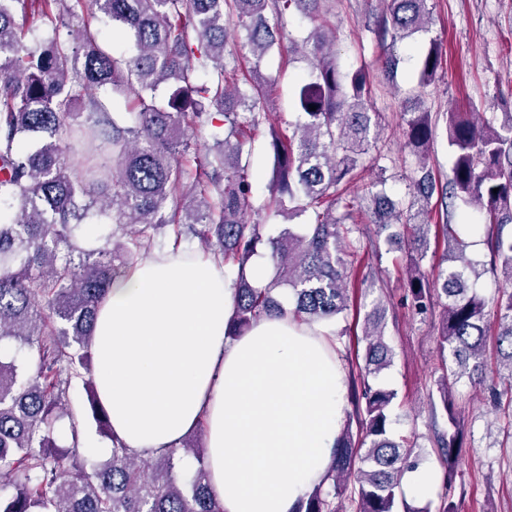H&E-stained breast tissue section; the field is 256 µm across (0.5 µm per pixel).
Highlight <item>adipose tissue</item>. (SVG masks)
Wrapping results in <instances>:
<instances>
[{
  "instance_id": "ef3b65f1",
  "label": "adipose tissue",
  "mask_w": 512,
  "mask_h": 512,
  "mask_svg": "<svg viewBox=\"0 0 512 512\" xmlns=\"http://www.w3.org/2000/svg\"><path fill=\"white\" fill-rule=\"evenodd\" d=\"M234 272L170 251L115 278L92 333L94 381L114 437L145 458L204 429L224 512H294L324 482L346 409L329 327L291 315L226 332Z\"/></svg>"
}]
</instances>
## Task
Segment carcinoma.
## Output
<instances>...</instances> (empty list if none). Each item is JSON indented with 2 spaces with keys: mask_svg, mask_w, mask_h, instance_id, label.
<instances>
[{
  "mask_svg": "<svg viewBox=\"0 0 512 512\" xmlns=\"http://www.w3.org/2000/svg\"><path fill=\"white\" fill-rule=\"evenodd\" d=\"M327 0H0V343L26 351L29 362L0 358V512H224L208 481L207 447L181 441L151 462L112 439V457L87 464L53 439L66 413L71 380L81 378L93 414L111 428L93 379L91 333L112 279L156 244L167 224L188 233L215 260L238 270L228 335L238 336L272 314L291 312L315 325L354 305L363 284L354 253L344 242L371 229L354 222L366 210L379 230L409 224L410 248L425 254L430 232L443 244L440 320L441 372L435 380L451 426L459 428L453 387L476 386L487 373L503 389L492 403L512 404V112L490 121L448 113L452 175L445 188L426 164L432 115L425 89L441 68L442 42L421 53L414 93L405 98V145L418 158L407 208L372 184L357 202L337 187L349 180L374 146L378 114L368 107L365 65L341 69L333 52L336 30L321 19ZM431 0H387L372 28L384 72L397 73V42L429 32ZM319 21L290 48L310 61L313 78L298 91L301 120L286 133L271 129L273 201L288 218L310 213L306 224H287L268 239L269 282L246 276L262 241L263 225L249 224V163L242 162L252 131L268 123L273 81L240 76L242 59L261 60L281 44L288 18ZM80 18L76 35L62 34L66 19ZM99 17L126 35L133 54L116 56L99 42ZM236 49H227L228 44ZM174 78L168 107L156 92ZM124 99L128 112L115 109ZM315 105L316 110L309 109ZM224 123L214 124V115ZM211 127L214 147L199 170L189 166L191 134ZM485 213L490 268L467 256L470 242L451 224L428 223L435 192ZM501 262L503 285L494 299L495 329L476 288ZM412 306L427 309L431 283L419 260L406 269ZM287 292L292 308L279 300ZM386 305L372 303L364 317L366 342L360 385L350 383L354 411L347 414L326 477L302 498L297 512H337L348 498L354 512L398 510L405 463L412 445L391 432L396 393L369 382L394 359L381 328ZM357 431H352V425ZM198 463L192 480L171 473L175 456Z\"/></svg>",
  "mask_w": 512,
  "mask_h": 512,
  "instance_id": "obj_1",
  "label": "carcinoma"
}]
</instances>
